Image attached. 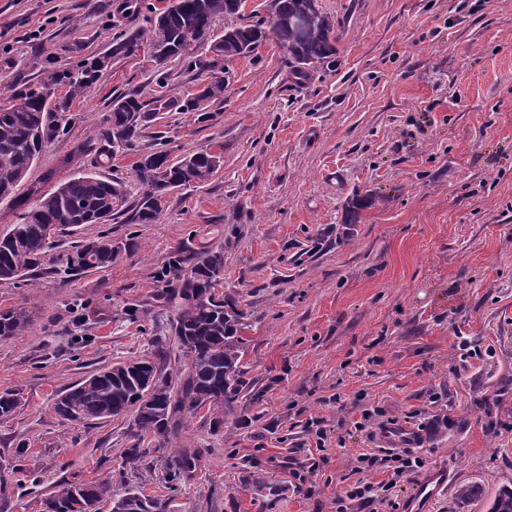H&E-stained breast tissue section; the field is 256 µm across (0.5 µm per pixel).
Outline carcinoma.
<instances>
[{
	"label": "carcinoma",
	"mask_w": 512,
	"mask_h": 512,
	"mask_svg": "<svg viewBox=\"0 0 512 512\" xmlns=\"http://www.w3.org/2000/svg\"><path fill=\"white\" fill-rule=\"evenodd\" d=\"M314 0H273L281 16H305V26L271 24V30L288 53L293 71H306L336 56L334 25L313 6ZM239 14L236 0H169L162 14L147 32L133 30L112 41L110 47L76 64L57 70L36 87L21 91L0 88V199L13 194L26 179L43 148L63 132L68 123L69 100H51L48 86L65 84L70 95L90 91L100 73L112 61L127 57L143 45L160 49L158 80L167 79L163 67L172 58L184 59L189 69L207 74L203 88L184 98L166 96L143 101L136 94L112 100L109 114L94 135L98 155H109L114 148L131 149L147 129L172 110L198 112L202 121L213 118L209 104L224 97V61L243 54L241 43L256 49L266 39L261 21L245 22L224 33H213L220 16ZM208 45L210 57L192 56L193 46ZM157 147L140 154L134 177L142 187L136 202H129L127 181L118 176L94 173L69 176L49 191L37 186L28 189L34 205L22 209L18 221L0 236V281L21 278L34 270L55 234L85 224H103L114 217L127 216L130 224H152L163 210L170 192L191 184H202L219 168L221 156L208 149L191 152L182 159H170V140L157 136ZM122 253L121 245L99 237L79 245L67 255L66 268L73 274L112 266ZM173 279L166 281L164 295L175 316L171 332L179 345V366L170 370L168 355L157 345L155 359L117 362L65 389L54 403V412L65 420L103 424L132 414L134 437L152 433L170 441L184 420L207 409L222 417L233 412L242 399H252V389L243 370V339L240 336L246 309L233 293H220L224 279V253L204 251L193 257L178 249L167 262ZM29 315L22 309L0 311V342L26 332ZM17 393L0 392V419L11 418L20 407ZM196 452L175 450L169 467V480L188 477L197 467ZM165 512V505L146 498L135 487L122 496L112 497V482L90 485L60 482L43 500V512ZM489 512H512V489L500 491Z\"/></svg>",
	"instance_id": "1"
}]
</instances>
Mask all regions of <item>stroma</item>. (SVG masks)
<instances>
[{
  "mask_svg": "<svg viewBox=\"0 0 512 512\" xmlns=\"http://www.w3.org/2000/svg\"><path fill=\"white\" fill-rule=\"evenodd\" d=\"M335 25L334 62L297 78L275 38L224 64L211 120L170 112L156 130L172 158L209 149L206 183L171 192L159 219L87 224L62 236L24 279L0 282V310L30 326L0 342V390L21 406L0 421L10 495L0 512H42L51 486L111 480L140 487L166 512H336L362 454L390 447L355 430L362 410L426 425L419 474L389 497L410 512L420 477L446 480L422 512H488L512 488V0H318ZM120 0H0V82L39 84L61 65L149 28ZM159 84L134 54L72 100L70 123L47 144L29 182L96 172L140 186L134 164L152 146L98 160L93 140L113 98H180L203 72L170 60ZM369 205L342 236L344 204ZM100 236L127 245L111 267L64 272L72 246ZM178 248L224 254V283L247 309L243 367L258 395L215 422L199 412L176 444L138 442L128 419L67 421L52 407L92 371L178 343L162 271ZM321 419L317 449L304 424ZM201 464L169 488L175 447ZM138 455H130V448ZM322 453L303 485L292 473ZM474 486L478 495L460 498Z\"/></svg>",
  "mask_w": 512,
  "mask_h": 512,
  "instance_id": "1",
  "label": "stroma"
}]
</instances>
